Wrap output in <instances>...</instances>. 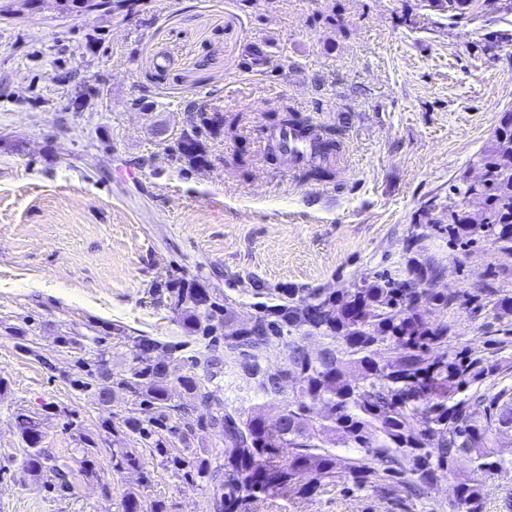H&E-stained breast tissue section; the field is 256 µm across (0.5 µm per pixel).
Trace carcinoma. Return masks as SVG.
Instances as JSON below:
<instances>
[{"instance_id": "cac0c4a2", "label": "carcinoma", "mask_w": 512, "mask_h": 512, "mask_svg": "<svg viewBox=\"0 0 512 512\" xmlns=\"http://www.w3.org/2000/svg\"><path fill=\"white\" fill-rule=\"evenodd\" d=\"M426 2L447 11L451 20L482 8V0ZM186 110L197 124L183 133L176 152L189 165L203 167L208 159L200 129L208 127V113L196 101ZM477 164L484 171L482 181L463 173L452 185L461 206L448 212V242L465 246L482 234L512 251V111L502 113ZM440 273L432 259L413 257L402 280L388 273L362 278L349 288L279 309L292 336L286 367L269 372L255 361L239 364L240 377L264 394L280 395L285 387L291 391L272 422L261 414L245 418L229 410L209 388L208 377H179L183 390L207 409L209 425L224 436V447L213 450L222 461L215 467L172 452L163 435L177 430L167 425L176 410L168 366L150 363L145 355L165 344L133 338L136 358L98 383L92 367L82 366L85 375L76 380L81 390L94 391L104 404L114 390H122L150 413L146 421L125 418L123 432L112 430V471L144 474L146 457L125 444V438L135 436L187 482L213 487L210 512H250V505L264 497L308 495L337 478L387 499L400 485L407 499L419 500L431 493L442 472L454 476L450 512H483L482 478L512 472V457H503L494 440L503 429H512V386L495 385L512 366L452 343L451 324L436 313L476 296L432 288ZM486 299L497 318L512 317V295L488 293ZM171 304L190 332L204 338L218 332L224 305L206 289L175 288ZM308 335L322 339L321 350L307 349ZM224 339L235 349L263 344L268 336L256 325ZM383 350L390 353L385 360ZM16 426L29 470L40 474L49 468L69 483L70 470L47 465L41 422L21 414ZM284 448L288 456L282 459ZM124 512H166V507L157 500L146 506L130 492Z\"/></svg>"}]
</instances>
